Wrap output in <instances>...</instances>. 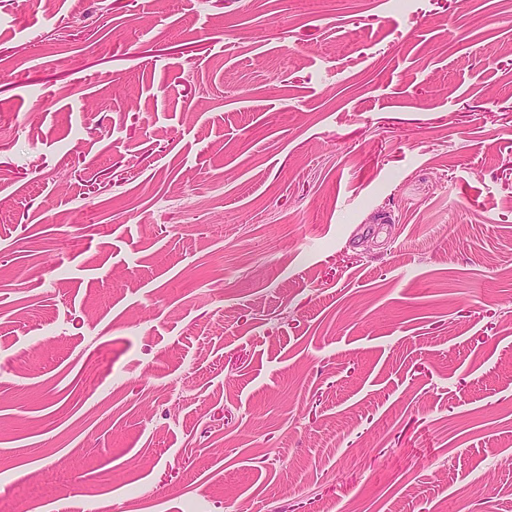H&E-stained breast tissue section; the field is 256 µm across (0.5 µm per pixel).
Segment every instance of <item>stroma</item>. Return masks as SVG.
Wrapping results in <instances>:
<instances>
[{
	"mask_svg": "<svg viewBox=\"0 0 512 512\" xmlns=\"http://www.w3.org/2000/svg\"><path fill=\"white\" fill-rule=\"evenodd\" d=\"M512 512V0H0V512Z\"/></svg>",
	"mask_w": 512,
	"mask_h": 512,
	"instance_id": "obj_1",
	"label": "stroma"
}]
</instances>
